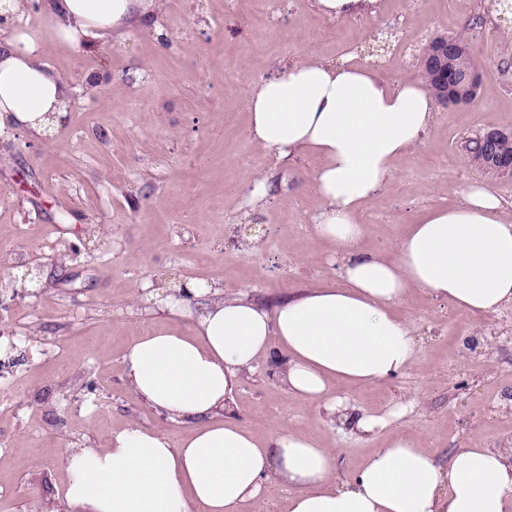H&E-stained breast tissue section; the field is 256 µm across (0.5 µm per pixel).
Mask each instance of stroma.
<instances>
[{"mask_svg":"<svg viewBox=\"0 0 512 512\" xmlns=\"http://www.w3.org/2000/svg\"><path fill=\"white\" fill-rule=\"evenodd\" d=\"M167 43L130 28L44 60L73 89L48 136L0 135V336H18L15 382L0 384V512H72L61 449L104 448L135 423L172 439L171 421L130 387L123 357L135 336L172 318L146 282L192 279L277 304L337 278L333 248L309 230L317 160L277 157L247 137L248 91L309 53L351 52L393 82L422 80L436 36L463 37L481 75L476 99L439 106L361 215L366 250L394 249L428 209L458 203L479 170L462 139L512 128V16L498 0H380L330 20L314 0H161ZM267 186L250 198L254 180ZM398 311L422 343L402 373L340 388L361 411L418 435L436 462L457 449L512 443V306L489 314L423 292ZM483 332L485 347L471 338ZM263 434L281 425L336 446V479L382 442L339 431L322 406L291 397L267 365L244 374L227 408Z\"/></svg>","mask_w":512,"mask_h":512,"instance_id":"obj_1","label":"stroma"}]
</instances>
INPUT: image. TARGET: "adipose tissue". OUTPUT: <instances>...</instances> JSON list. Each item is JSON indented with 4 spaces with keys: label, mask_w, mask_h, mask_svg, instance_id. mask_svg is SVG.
<instances>
[{
    "label": "adipose tissue",
    "mask_w": 512,
    "mask_h": 512,
    "mask_svg": "<svg viewBox=\"0 0 512 512\" xmlns=\"http://www.w3.org/2000/svg\"><path fill=\"white\" fill-rule=\"evenodd\" d=\"M159 0H41L44 29L26 22L28 0H0V129L46 135L65 120L71 88L44 61L48 45L80 48L137 23L159 33ZM249 139L287 157L315 155L316 237L337 247L338 283L271 306L174 281L153 299L189 329L134 337L123 359L136 394L191 430L179 440L135 424L108 447L67 460L64 496L77 512H245L283 489L287 512H512V448H463L437 465L411 435L392 434L345 480L336 453L311 436H262L217 413L242 373L282 354L288 394L371 435L386 418L335 394L403 371L421 338L396 314L408 293L470 312L512 304V219L495 188L475 177L458 205L410 225L394 251H367L364 204L394 178V162L435 119L425 82H392L346 55L280 66L245 100Z\"/></svg>",
    "instance_id": "adipose-tissue-1"
}]
</instances>
